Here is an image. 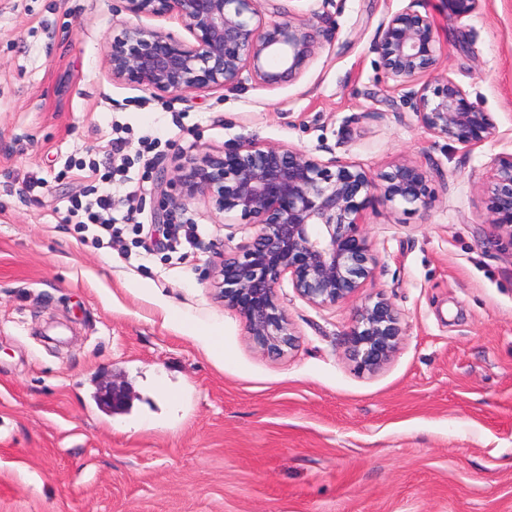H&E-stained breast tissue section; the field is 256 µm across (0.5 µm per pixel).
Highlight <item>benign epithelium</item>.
Returning <instances> with one entry per match:
<instances>
[{"mask_svg": "<svg viewBox=\"0 0 512 512\" xmlns=\"http://www.w3.org/2000/svg\"><path fill=\"white\" fill-rule=\"evenodd\" d=\"M135 18L178 21L189 38L128 24L107 46L112 81L144 87L156 95L182 96L233 86L248 78L262 87L298 80L321 45V30L294 16L267 19L260 0H123ZM482 0H441L447 17L475 13ZM409 0L377 32L376 49L395 87L404 91L419 124L431 135L466 150L499 136L492 113L472 101L454 78L437 72L438 29L429 13ZM180 195L167 196L179 208L197 194L225 215L258 225L252 244L224 256L215 271L224 307L239 314L254 346L279 356L297 337L280 304L278 287L288 280L315 307L348 302L372 277V244L361 213L373 195L404 210H427L434 195L428 172L397 160L373 176L341 158L322 161L302 150L243 142L193 159L173 178ZM489 199L487 223L512 237V154L495 159L482 186ZM399 313L382 295L356 307L345 333L346 350L361 370L388 363L401 336ZM104 399L126 405L123 386L112 384Z\"/></svg>", "mask_w": 512, "mask_h": 512, "instance_id": "benign-epithelium-1", "label": "benign epithelium"}]
</instances>
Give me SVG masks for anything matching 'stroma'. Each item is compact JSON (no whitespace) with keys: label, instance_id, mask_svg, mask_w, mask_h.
<instances>
[{"label":"stroma","instance_id":"obj_1","mask_svg":"<svg viewBox=\"0 0 512 512\" xmlns=\"http://www.w3.org/2000/svg\"><path fill=\"white\" fill-rule=\"evenodd\" d=\"M407 3L261 0L325 34L299 80L161 97L108 74L134 20L121 0H0V512H512V240L480 191L512 153V0L459 20L418 6L442 72L499 126L470 152L428 134L381 67L377 30ZM243 140L427 170L429 210L375 196L362 212L363 293L401 316L382 368L346 355L353 303L317 308L286 282L299 342L254 347L213 272L255 225L198 195L176 213L194 244L158 234L159 174ZM93 191L114 200L109 247L64 221ZM111 381L129 393L119 411L101 399Z\"/></svg>","mask_w":512,"mask_h":512}]
</instances>
